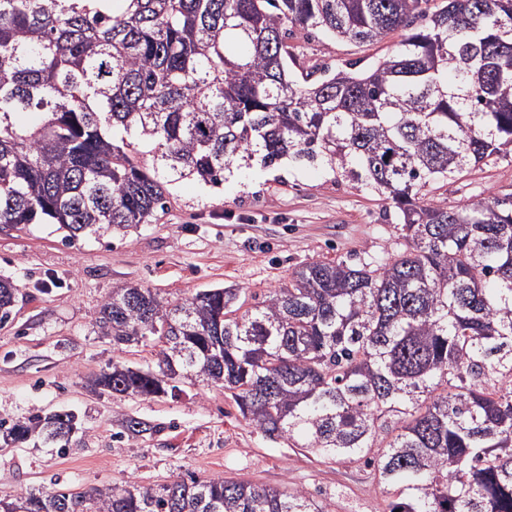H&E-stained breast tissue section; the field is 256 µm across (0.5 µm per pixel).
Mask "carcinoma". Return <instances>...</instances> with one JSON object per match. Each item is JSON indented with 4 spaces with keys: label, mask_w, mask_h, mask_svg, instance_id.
Masks as SVG:
<instances>
[{
    "label": "carcinoma",
    "mask_w": 512,
    "mask_h": 512,
    "mask_svg": "<svg viewBox=\"0 0 512 512\" xmlns=\"http://www.w3.org/2000/svg\"><path fill=\"white\" fill-rule=\"evenodd\" d=\"M403 37L328 73L288 40ZM512 154V0H0V224L67 237L148 224L164 178L212 187L259 157L319 165L377 194L402 249L313 260L244 308L238 288L171 303L115 288L98 327L149 336L156 368L96 386L230 392L272 441L365 461L384 512H512V192L436 191ZM18 288L0 280V321ZM71 416L0 418V444L70 446ZM160 432L134 415L117 436ZM24 512H329L299 489L177 476L155 489L26 491Z\"/></svg>",
    "instance_id": "cac0c4a2"
}]
</instances>
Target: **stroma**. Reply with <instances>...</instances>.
<instances>
[{"instance_id": "1", "label": "stroma", "mask_w": 512, "mask_h": 512, "mask_svg": "<svg viewBox=\"0 0 512 512\" xmlns=\"http://www.w3.org/2000/svg\"><path fill=\"white\" fill-rule=\"evenodd\" d=\"M399 39L393 33L363 45L317 35L306 47L333 68H362ZM166 188L164 209L125 233L69 240L54 224L0 232V279L19 289L10 318L0 323V418L72 409L86 429L64 453L0 448V499L34 489L156 487L192 472L297 488L328 503L329 512H383L386 491L363 463L271 441L223 388L186 379L172 396L120 399L90 387L112 360L147 367L160 350L149 339L119 351L98 332V310L113 289L136 284L177 302L203 288H240L253 304L310 261L356 264L400 248V229L384 216L378 196L335 182L319 167L257 163L217 188L189 179ZM510 192L511 155L467 170L440 197L454 205ZM125 414L158 424L160 433L117 438Z\"/></svg>"}]
</instances>
